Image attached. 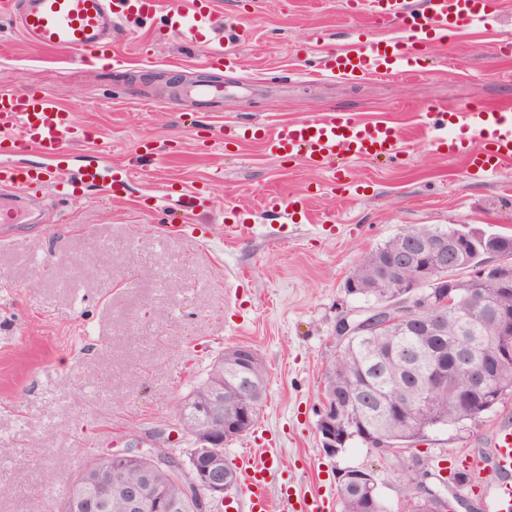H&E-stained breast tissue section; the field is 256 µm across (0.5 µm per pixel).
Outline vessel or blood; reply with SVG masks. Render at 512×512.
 <instances>
[{
    "instance_id": "obj_1",
    "label": "vessel or blood",
    "mask_w": 512,
    "mask_h": 512,
    "mask_svg": "<svg viewBox=\"0 0 512 512\" xmlns=\"http://www.w3.org/2000/svg\"><path fill=\"white\" fill-rule=\"evenodd\" d=\"M161 0H22L15 12L17 26L26 43L35 47L77 53L83 65L94 67L103 60H116L113 33L124 30L127 21L156 12ZM347 9L368 19L345 46L319 51V74L342 80L385 76L396 72L427 69V50L447 42L463 29L497 21L498 0H425L413 8L408 0H345ZM170 29L186 46L207 41L217 20L214 0H171ZM393 26L397 35H383ZM422 127L447 155L462 159L467 169L491 175L512 161V107L469 105L442 112L426 107ZM244 140L261 142L276 158L298 159L327 171L331 189L349 192L352 162L369 158L378 162L398 158L402 133L392 121L362 120L353 113L337 111L311 115L278 124L239 128ZM93 134L79 124L73 113L50 91L29 88L0 89V189L40 187L53 196L79 198L84 188L105 191L118 185L112 165L90 167L79 173L62 163L79 146H95ZM33 153L41 163L12 164V157ZM201 191L186 192L169 184L157 196L176 218H184L202 201ZM493 462L505 480L496 487L499 512H512V426L496 429L492 438ZM273 463L254 456L241 458L248 512H273L268 477Z\"/></svg>"
}]
</instances>
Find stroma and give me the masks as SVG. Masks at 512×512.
Returning <instances> with one entry per match:
<instances>
[{
  "label": "stroma",
  "instance_id": "obj_1",
  "mask_svg": "<svg viewBox=\"0 0 512 512\" xmlns=\"http://www.w3.org/2000/svg\"><path fill=\"white\" fill-rule=\"evenodd\" d=\"M217 6L221 24L199 47L182 46L160 13L121 35V64L92 68L30 46L0 13V88L53 91L129 173L113 194L89 188L76 202L31 190L37 220L0 224V485L9 488L0 512H60L80 461L147 446L159 430L188 456L193 441L177 411L224 350L243 344L268 369V397L261 420L229 441L224 457L233 467L243 454L279 461L269 478L274 512H289L284 485L294 498L319 496L328 512H342L337 474L352 468L374 473L386 512H405L409 473L442 497L464 496L471 512H496L488 495L442 478L437 464L489 456L493 432L512 422V395L397 457L358 441L326 456L317 423L336 322L367 306L345 290L367 252L418 225L512 233V163L488 177L469 173L420 130L429 104H512V0L493 31L466 30L431 48L426 71L358 80L320 79L306 66L309 49L343 47L360 26L344 0ZM240 26L249 41L234 39ZM224 51L240 66L207 64ZM202 73L223 78L221 102L168 86ZM334 109L391 120L405 138L397 162L352 164L355 194L330 190L326 173L301 160L230 136L244 123ZM218 125L229 136L210 142ZM145 142L159 147L157 157L142 158ZM169 183L207 193L184 234L155 208ZM270 193L307 198L309 221L265 204ZM228 224L254 232L228 238Z\"/></svg>",
  "mask_w": 512,
  "mask_h": 512
}]
</instances>
